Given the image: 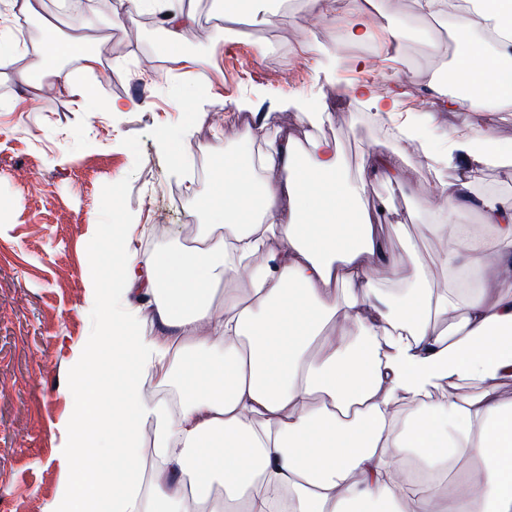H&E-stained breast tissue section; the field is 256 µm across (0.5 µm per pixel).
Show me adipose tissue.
Returning a JSON list of instances; mask_svg holds the SVG:
<instances>
[{
  "mask_svg": "<svg viewBox=\"0 0 512 512\" xmlns=\"http://www.w3.org/2000/svg\"><path fill=\"white\" fill-rule=\"evenodd\" d=\"M414 2L419 16L452 18L455 88L434 86L443 109H511L512 0H465L453 12L448 0ZM44 37L14 80L98 111L93 89L60 66L74 57L95 69L88 41ZM396 141L351 181L335 141L270 143L252 126L200 200L210 221L198 246L126 260L105 294L89 278L99 339L73 364L66 474L50 512H512V398L499 394L512 380V198L471 192L475 170L512 167V146L464 121L443 151L404 123ZM407 141L461 169L431 192L449 222L425 231L446 241L442 266L473 273L475 287H439L414 244L397 259L380 234L387 201L373 212L363 203L373 182L406 185ZM464 209L479 212L482 233L456 223ZM133 294L151 298L162 336L118 316L116 298ZM149 377L178 386V413L144 398ZM461 382L478 392L456 396ZM147 426L163 469L146 488ZM410 455L420 478L404 468ZM466 459L477 467L455 477Z\"/></svg>",
  "mask_w": 512,
  "mask_h": 512,
  "instance_id": "obj_1",
  "label": "adipose tissue"
}]
</instances>
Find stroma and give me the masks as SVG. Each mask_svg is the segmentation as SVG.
Returning a JSON list of instances; mask_svg holds the SVG:
<instances>
[{"label":"stroma","instance_id":"1","mask_svg":"<svg viewBox=\"0 0 512 512\" xmlns=\"http://www.w3.org/2000/svg\"><path fill=\"white\" fill-rule=\"evenodd\" d=\"M254 0L250 12L227 11L225 0H174L196 22L178 44H156L139 14L114 22L110 10H64L61 0H31L24 14L25 40L17 56L27 63L43 28L60 38L93 41L101 64L92 73L79 60L62 67L78 86L95 90L104 109L83 111L62 91L31 102L9 74H0V512H47L64 473L62 424L74 396L72 369L78 346L96 340L101 313L90 304L87 272L94 236L116 238L124 256L145 261L153 251L191 248L206 212L198 193L223 174L224 148L245 132L237 116L254 117L268 139L302 133L295 99L311 96L331 110L318 136L336 141L349 177L376 151L395 147L373 122L368 107L347 97L349 85L376 92L401 89L400 117L432 112L428 133L446 143L455 113L432 91L454 54L444 18H421L413 0H394L392 12L370 5L357 24L380 40L388 26L404 24L398 49L368 57L363 44L337 38L328 16L309 0ZM275 14L268 25L266 14ZM227 30L223 45L207 37ZM205 39H197V31ZM313 50L304 51V42ZM191 59L181 67V59ZM205 81L206 104L190 120L185 95ZM133 99L139 109L109 112L112 101ZM190 126L181 151L160 147L165 132ZM409 184H376L389 198L388 223L404 225L433 276L447 281L438 259L442 239L425 234L434 219L427 194L435 177L453 179L455 166L433 169L408 145Z\"/></svg>","mask_w":512,"mask_h":512}]
</instances>
